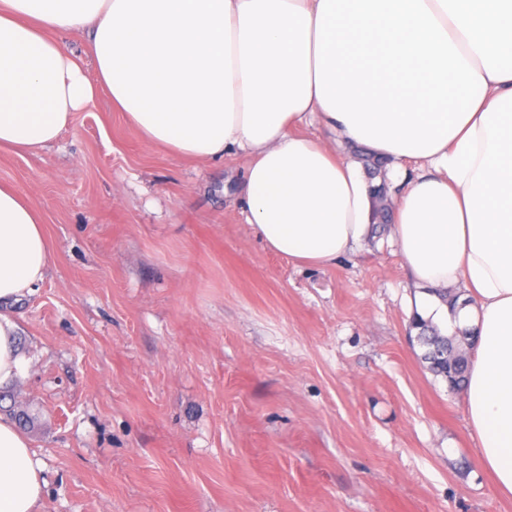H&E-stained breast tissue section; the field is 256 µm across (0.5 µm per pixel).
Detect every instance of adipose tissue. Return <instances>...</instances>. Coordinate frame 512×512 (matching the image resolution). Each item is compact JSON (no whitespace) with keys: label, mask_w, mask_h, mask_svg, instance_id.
I'll return each mask as SVG.
<instances>
[{"label":"adipose tissue","mask_w":512,"mask_h":512,"mask_svg":"<svg viewBox=\"0 0 512 512\" xmlns=\"http://www.w3.org/2000/svg\"><path fill=\"white\" fill-rule=\"evenodd\" d=\"M72 30L84 55L58 39ZM102 94L148 145L243 158L245 223L299 264L336 262L370 231L354 149L413 163L394 238L416 287L467 292L417 313L475 330L470 434L512 496V0H0V149L49 148ZM51 259L38 209L0 185V389L25 366L10 308ZM39 471L0 415V512H38Z\"/></svg>","instance_id":"ef3b65f1"}]
</instances>
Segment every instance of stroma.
I'll use <instances>...</instances> for the list:
<instances>
[{"label": "stroma", "mask_w": 512, "mask_h": 512, "mask_svg": "<svg viewBox=\"0 0 512 512\" xmlns=\"http://www.w3.org/2000/svg\"><path fill=\"white\" fill-rule=\"evenodd\" d=\"M243 165L150 146L104 96L0 151L53 251L12 308L40 512H512L421 359L392 230L290 262L239 216Z\"/></svg>", "instance_id": "obj_1"}]
</instances>
